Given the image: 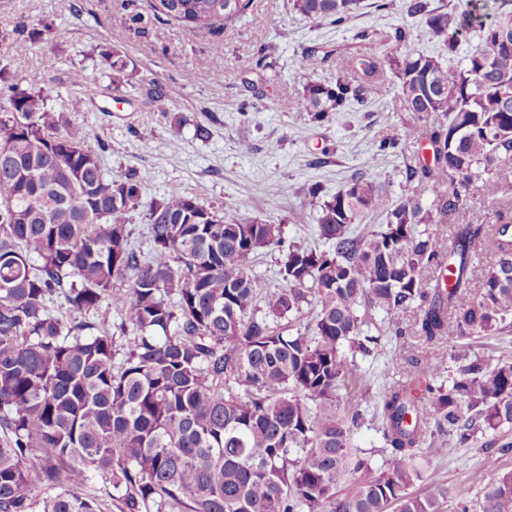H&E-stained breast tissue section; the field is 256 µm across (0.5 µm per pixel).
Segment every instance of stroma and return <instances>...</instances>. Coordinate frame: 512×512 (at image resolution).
<instances>
[{"label": "stroma", "mask_w": 512, "mask_h": 512, "mask_svg": "<svg viewBox=\"0 0 512 512\" xmlns=\"http://www.w3.org/2000/svg\"><path fill=\"white\" fill-rule=\"evenodd\" d=\"M363 7L342 27L312 21L295 12L290 0H254L252 9L220 30H187L175 20L155 19L150 0H0V31L18 21L50 23L42 42L18 57L16 76L44 75L51 104L65 108L80 96L69 75L86 68L96 79L95 94L74 122L90 133L89 145L100 154L105 173L135 169L142 198H161L179 186L205 206L223 208L227 216L279 224L289 241L309 242L316 224L305 202L311 184L324 194L336 193L353 173L362 171L377 141L394 135L405 144L403 154L390 158L374 177L392 195L405 190V163L421 145L408 135L415 123L403 111L396 91L380 93L369 108L318 122L297 109L306 82L293 60L306 46H326L345 59L362 49L355 35L363 29L386 39L400 22V7L381 13L363 0ZM141 14L143 24L130 22ZM271 46L273 68L252 64L257 48ZM118 51L125 60L128 86L114 90L112 71L101 52ZM223 70L214 79V70ZM196 76L185 83L183 73ZM158 85L169 99L168 111L145 104L136 87ZM248 112H241L242 103ZM209 137L197 136V125ZM179 138L181 148L168 143ZM449 351L466 350L481 358H512V334L448 336ZM421 349L413 332L385 336L360 364L371 377L410 373ZM427 474L445 483L449 495L464 489L478 498L491 478L489 461L480 445L459 448L447 458L430 459Z\"/></svg>", "instance_id": "stroma-1"}]
</instances>
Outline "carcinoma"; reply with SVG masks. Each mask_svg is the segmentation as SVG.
<instances>
[{
	"label": "carcinoma",
	"mask_w": 512,
	"mask_h": 512,
	"mask_svg": "<svg viewBox=\"0 0 512 512\" xmlns=\"http://www.w3.org/2000/svg\"><path fill=\"white\" fill-rule=\"evenodd\" d=\"M510 1L488 22L478 2L445 12L405 0L433 50L412 48L403 24L388 51L365 29L359 58L304 85L298 108L315 121L371 104L386 83L404 111L433 117L409 128L430 156L405 166L404 194L370 175L397 154L396 138L335 194L308 189L312 245L285 243L279 224L228 221L177 186L143 203L136 171L106 175L89 132L68 118L83 99L57 110L42 75L14 79V55L50 25L0 32V512H103L80 493L94 478L121 492L120 512H443L448 486L426 478L423 445L448 456L489 434L491 459L512 452L501 434L512 424V361L443 347L450 334L512 332ZM252 2L153 0L152 10L216 30ZM360 4L292 0L336 26ZM469 30L477 43L445 65ZM102 58L123 85L126 63ZM328 58L307 47L294 67L314 74ZM473 185L488 220L458 225L450 245L421 228L469 213ZM140 207L145 256L127 228ZM374 216L384 223L360 228ZM275 249L283 284L264 289L251 262ZM104 302L130 337L118 363L114 335L84 320ZM411 312L423 338L415 372L383 375L376 394L341 404L340 390L367 379L356 357L402 335ZM368 413L389 451L382 467L353 445ZM493 469L479 512H512V470Z\"/></svg>",
	"instance_id": "obj_1"
}]
</instances>
